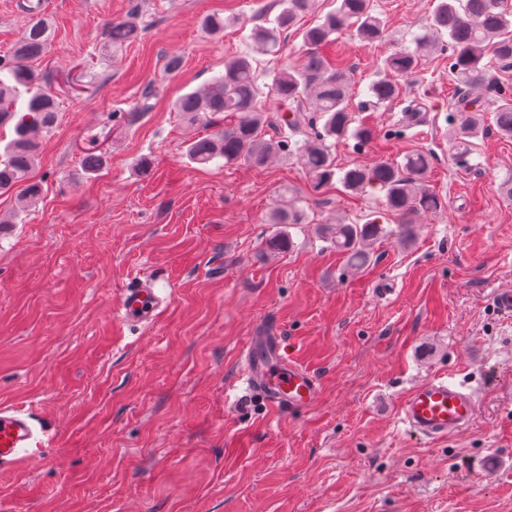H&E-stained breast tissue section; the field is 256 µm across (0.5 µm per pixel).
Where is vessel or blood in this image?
Returning a JSON list of instances; mask_svg holds the SVG:
<instances>
[{
    "instance_id": "obj_1",
    "label": "vessel or blood",
    "mask_w": 512,
    "mask_h": 512,
    "mask_svg": "<svg viewBox=\"0 0 512 512\" xmlns=\"http://www.w3.org/2000/svg\"><path fill=\"white\" fill-rule=\"evenodd\" d=\"M161 298L152 288L125 289L118 308L128 323L148 324L157 316ZM243 391L260 394L282 413L314 406L319 382L314 372L292 359L281 337L254 336L242 355ZM477 414L474 394L434 378L416 386L401 407L405 427L419 436L443 439L471 426ZM52 433L27 407L0 405V468L14 467L50 447Z\"/></svg>"
}]
</instances>
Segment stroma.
I'll use <instances>...</instances> for the list:
<instances>
[{"label":"stroma","instance_id":"35a3bbf8","mask_svg":"<svg viewBox=\"0 0 512 512\" xmlns=\"http://www.w3.org/2000/svg\"><path fill=\"white\" fill-rule=\"evenodd\" d=\"M50 46L37 66L60 115L33 177L38 203L0 232V404L32 408L56 435L41 456L0 470V512H512V141L487 134L467 167L448 143L456 89L447 54L402 79L403 100L373 112L385 141L335 147L339 167L433 152L426 184L446 200L413 242L398 221L350 271L317 226L362 222L381 193L313 192L296 158L262 169L190 159L206 135L175 100L247 50L239 28L275 0H43ZM385 38L343 34L352 104L381 60L411 46L431 0H373ZM139 13V40L107 45V23ZM178 56L176 73L165 71ZM151 108L138 112L146 87ZM425 110L403 127L406 101ZM136 119H129V112ZM150 159L141 172V159ZM298 199L308 221L268 223ZM294 246L273 252L268 239ZM146 284L151 325L115 312ZM274 326L319 378L312 408L281 414L237 390L251 336ZM448 378L476 397L473 425L445 440L411 435L410 391Z\"/></svg>","mask_w":512,"mask_h":512}]
</instances>
